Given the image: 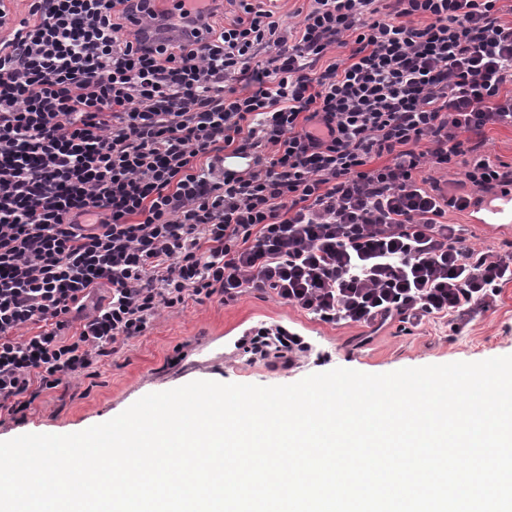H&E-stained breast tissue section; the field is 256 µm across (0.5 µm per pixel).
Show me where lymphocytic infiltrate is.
<instances>
[{"label": "lymphocytic infiltrate", "instance_id": "obj_1", "mask_svg": "<svg viewBox=\"0 0 512 512\" xmlns=\"http://www.w3.org/2000/svg\"><path fill=\"white\" fill-rule=\"evenodd\" d=\"M0 0V415L93 378L161 311L270 294L326 324H456L512 283V251L446 220L512 190L501 0ZM345 58L326 62L333 48ZM248 166L221 172V155ZM462 170L448 193L422 169ZM306 346L262 327L248 353ZM273 2L276 7L271 8L266 6V9H272L276 11V16L280 18L284 27L296 26L301 21L308 11L309 4L307 0H277ZM298 11H302L300 15ZM484 149L492 160L499 158L512 163V127L499 126L489 131Z\"/></svg>", "mask_w": 512, "mask_h": 512}]
</instances>
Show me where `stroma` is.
<instances>
[{"label":"stroma","mask_w":512,"mask_h":512,"mask_svg":"<svg viewBox=\"0 0 512 512\" xmlns=\"http://www.w3.org/2000/svg\"><path fill=\"white\" fill-rule=\"evenodd\" d=\"M279 325L301 336L306 352L295 365L245 353V330ZM214 362L203 371L200 355ZM512 354V283L494 305L464 325L443 320L417 326L330 325L311 319L276 297L248 292L223 303L213 296L181 311H163L145 336L114 355L93 379H75L42 395L25 419L0 424V441L25 433L69 434L115 417L142 396L195 380L285 385L337 367L379 374L402 368L476 362Z\"/></svg>","instance_id":"obj_1"}]
</instances>
